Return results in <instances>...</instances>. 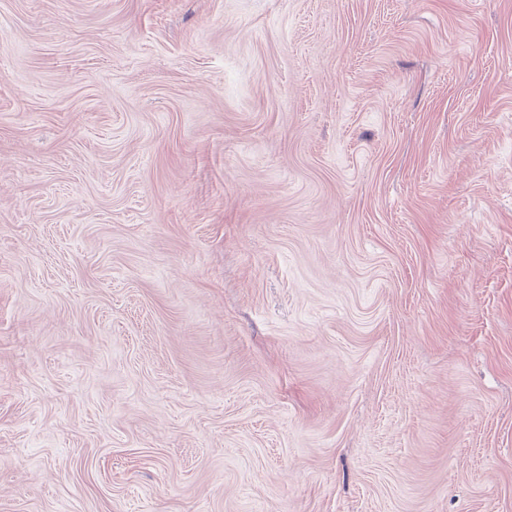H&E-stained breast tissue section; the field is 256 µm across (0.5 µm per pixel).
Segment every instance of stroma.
<instances>
[{"instance_id":"35a3bbf8","label":"stroma","mask_w":512,"mask_h":512,"mask_svg":"<svg viewBox=\"0 0 512 512\" xmlns=\"http://www.w3.org/2000/svg\"><path fill=\"white\" fill-rule=\"evenodd\" d=\"M0 512H512V0H0Z\"/></svg>"}]
</instances>
